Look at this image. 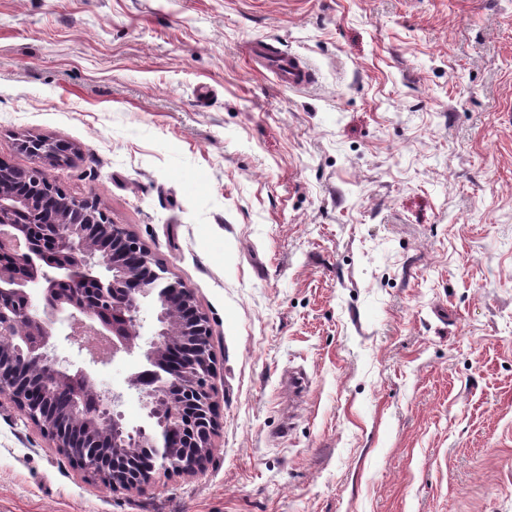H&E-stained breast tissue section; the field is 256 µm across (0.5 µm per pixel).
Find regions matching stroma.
Listing matches in <instances>:
<instances>
[{
  "label": "stroma",
  "instance_id": "obj_1",
  "mask_svg": "<svg viewBox=\"0 0 512 512\" xmlns=\"http://www.w3.org/2000/svg\"><path fill=\"white\" fill-rule=\"evenodd\" d=\"M0 161L192 291L217 416L126 490L0 395V512H512V0H0ZM143 363L94 376L131 427ZM272 47L264 40H255L247 46L246 55L250 61L271 72L282 86L300 89L314 82V72L301 57L283 54Z\"/></svg>",
  "mask_w": 512,
  "mask_h": 512
}]
</instances>
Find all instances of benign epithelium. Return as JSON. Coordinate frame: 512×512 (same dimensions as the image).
Masks as SVG:
<instances>
[{
    "mask_svg": "<svg viewBox=\"0 0 512 512\" xmlns=\"http://www.w3.org/2000/svg\"><path fill=\"white\" fill-rule=\"evenodd\" d=\"M20 149L38 160L59 158L52 144L25 139ZM0 162V392L40 425L55 447L86 472L112 485L138 489L155 472H193L207 460L217 425L209 379L210 326L179 280L156 269L151 252L90 198L68 196L33 167L19 182ZM26 220L21 221L17 214ZM154 300V332L145 345L130 319ZM68 336L108 338L116 360L136 348L165 370L140 390L147 423L129 427L112 392L99 390L85 368L73 373L52 356L62 326ZM76 379L85 392L72 408L54 411L57 390Z\"/></svg>",
    "mask_w": 512,
    "mask_h": 512,
    "instance_id": "obj_1",
    "label": "benign epithelium"
}]
</instances>
